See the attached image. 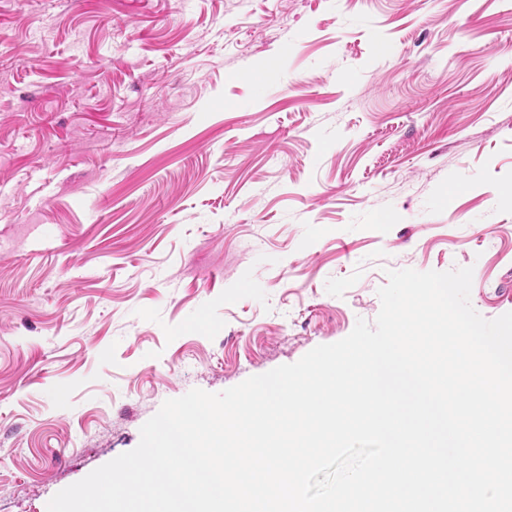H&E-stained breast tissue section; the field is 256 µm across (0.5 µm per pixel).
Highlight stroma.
I'll return each instance as SVG.
<instances>
[{"label": "stroma", "mask_w": 512, "mask_h": 512, "mask_svg": "<svg viewBox=\"0 0 512 512\" xmlns=\"http://www.w3.org/2000/svg\"><path fill=\"white\" fill-rule=\"evenodd\" d=\"M511 187L512 0H0V512L374 321L388 271L512 311Z\"/></svg>", "instance_id": "obj_1"}]
</instances>
